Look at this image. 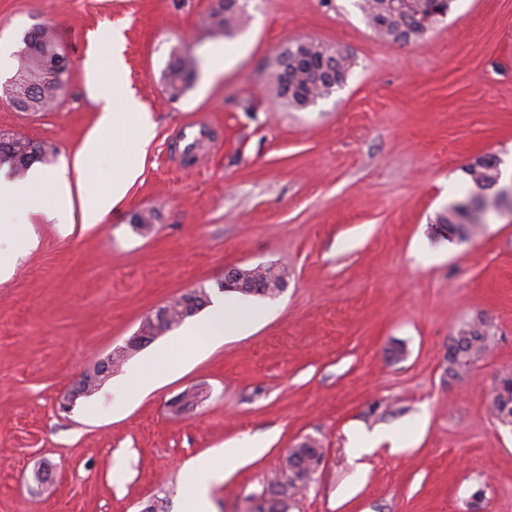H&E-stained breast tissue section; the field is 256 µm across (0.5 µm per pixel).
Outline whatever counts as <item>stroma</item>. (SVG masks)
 <instances>
[{
    "mask_svg": "<svg viewBox=\"0 0 512 512\" xmlns=\"http://www.w3.org/2000/svg\"><path fill=\"white\" fill-rule=\"evenodd\" d=\"M215 0H0V78L42 25L73 61L48 112L0 95V132L55 151L70 171L99 107L89 70L107 75L154 125L140 174L101 223L26 218L30 241L0 278V512H181L187 465L252 436L264 452L212 486L215 512H252L286 484L282 461L305 439L323 461L290 512H512V427L489 408L512 370V213L475 234L434 238L437 213L498 158L512 184V0H456L424 40H380L356 0H250L234 36L215 35ZM122 43L113 48L112 30ZM316 40L351 54L344 86L302 111L266 76L280 50ZM201 60L179 98L171 53ZM223 131L206 166L179 172L165 144L194 113ZM150 211L143 232L131 217ZM274 266L287 286L252 298V325L212 343L183 327L131 354L63 411L65 395L158 307L198 287L225 296V268ZM483 316L490 350L448 378L457 327ZM401 357H390L393 347ZM168 349L144 397L121 393L131 368ZM207 399L177 416L186 388ZM373 437L356 454L353 432ZM51 466V484L33 475ZM482 500H473L476 489ZM463 172L468 176L469 181L475 188L476 184L484 183L485 187L489 189L499 174L498 163L495 157L480 156L474 162L468 164L463 169ZM499 179L492 185L493 188L498 185Z\"/></svg>",
    "mask_w": 512,
    "mask_h": 512,
    "instance_id": "obj_1",
    "label": "stroma"
}]
</instances>
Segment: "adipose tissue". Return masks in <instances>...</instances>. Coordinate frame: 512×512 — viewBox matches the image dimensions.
Returning a JSON list of instances; mask_svg holds the SVG:
<instances>
[{"instance_id":"adipose-tissue-1","label":"adipose tissue","mask_w":512,"mask_h":512,"mask_svg":"<svg viewBox=\"0 0 512 512\" xmlns=\"http://www.w3.org/2000/svg\"><path fill=\"white\" fill-rule=\"evenodd\" d=\"M93 97L100 106L98 126L112 132L113 154L124 151L127 142H134L138 152H145L154 137V126L140 102L133 94L115 96L102 84L94 82ZM138 175L137 167L130 162L120 167V174L113 178L105 195L86 199L83 206V221L99 223L119 202L128 183ZM51 196L54 209L51 217L59 224L73 221L71 185L62 175H52L41 169L32 170L24 180H12L0 175V199L19 200L28 210L37 212L42 207L44 196ZM253 321V309L244 302L226 300L211 307L208 314L190 325L184 332L186 339L204 336L210 340L239 335ZM265 448L260 439L235 442L221 450L217 456L199 458L191 462L193 480L185 496L183 512H212L209 489L213 483L224 480L237 467L257 457Z\"/></svg>"}]
</instances>
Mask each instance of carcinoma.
<instances>
[{
  "instance_id": "obj_1",
  "label": "carcinoma",
  "mask_w": 512,
  "mask_h": 512,
  "mask_svg": "<svg viewBox=\"0 0 512 512\" xmlns=\"http://www.w3.org/2000/svg\"><path fill=\"white\" fill-rule=\"evenodd\" d=\"M454 0H358L357 6L367 25L382 40L391 42L417 41L424 38L452 9ZM211 26L219 36L230 37L248 20L247 12L237 6H224L216 0L210 14ZM23 48L18 50L19 68L41 75L26 96L19 110L45 112L53 107L64 92L65 84L48 66L57 55L51 34L43 27L33 28L22 38ZM199 60L190 53H171L165 80L169 95L185 92L195 78ZM353 67L350 55L333 50L322 42L294 41L287 44L278 56V65L268 76L278 95L297 110H304L319 100L329 97L348 79ZM54 152L41 144L22 141L0 132V167L22 177L35 163H50ZM463 172L476 185L491 186L499 174L498 163L492 156H480L468 164ZM475 192L437 214L435 233L446 238L464 239L471 228L483 223V216L499 206L494 192L486 193L477 205L471 204ZM245 289H254L260 296H276L286 287V273L268 266L241 283ZM209 303L204 288L181 295L165 306L162 317L144 324L150 336H160L172 330L171 324H180L195 315ZM491 341L490 325L482 317L464 323L451 338L448 349V377L455 379L467 369L471 361L484 354ZM490 407L495 418L504 426H512V372L499 376L492 391ZM323 457L320 445L311 439L299 443L285 458L288 485L305 488L314 479ZM288 497L280 491L272 492L258 512H288Z\"/></svg>"
}]
</instances>
